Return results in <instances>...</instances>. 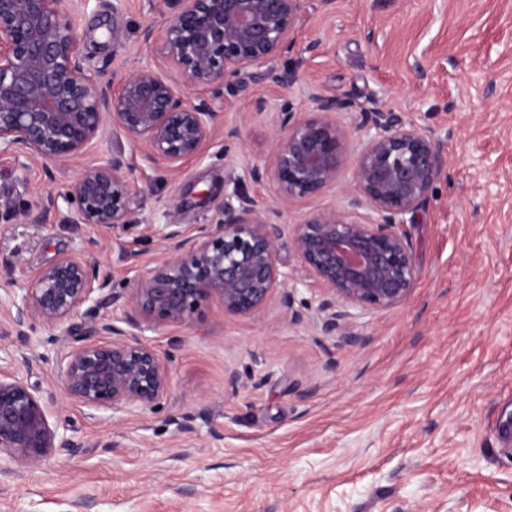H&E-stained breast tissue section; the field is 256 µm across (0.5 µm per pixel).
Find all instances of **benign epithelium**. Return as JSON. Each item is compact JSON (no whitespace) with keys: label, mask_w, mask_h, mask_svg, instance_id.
I'll return each mask as SVG.
<instances>
[{"label":"benign epithelium","mask_w":512,"mask_h":512,"mask_svg":"<svg viewBox=\"0 0 512 512\" xmlns=\"http://www.w3.org/2000/svg\"><path fill=\"white\" fill-rule=\"evenodd\" d=\"M89 0H0V155L20 170L37 161L67 164L84 158L112 126L141 148L151 168L174 169L200 155L217 136L224 88L248 75L257 85H290L294 71L271 62L295 45L309 0H156L171 14L142 39L155 60L133 70L118 91L103 79L106 65L90 63L79 46L72 16ZM177 73L196 90L191 99L166 77ZM311 115L290 104L273 113V150L248 176L271 185L269 198L234 191L238 205L219 209L214 222L194 231L167 223L157 229L168 256L134 279L119 326L80 308L115 304L110 277L87 255L65 254L40 269L11 301L17 335L36 324L66 327L77 344L60 356L67 395L91 409L131 412L154 408L169 379L157 352L130 339L145 326L185 325L217 299L224 311L259 316L279 298L292 307L285 285L293 279L281 261L282 206L315 198L336 184L346 160V137L336 114L356 115L367 138L357 154L346 206L292 225L293 251L304 277L319 286L316 328L355 340L351 308L387 310L402 305L416 280L405 226L425 209L446 161L428 130L379 107L325 95L311 84ZM119 156L89 161L62 194L72 222L123 229L134 179ZM50 392L0 371V461L29 467L74 447L49 421Z\"/></svg>","instance_id":"1"}]
</instances>
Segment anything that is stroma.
Here are the masks:
<instances>
[{"label": "stroma", "instance_id": "stroma-1", "mask_svg": "<svg viewBox=\"0 0 512 512\" xmlns=\"http://www.w3.org/2000/svg\"><path fill=\"white\" fill-rule=\"evenodd\" d=\"M91 0L73 22L82 52L113 83L154 49L146 24L167 16L150 0ZM319 42L317 53L306 52ZM274 67L290 87L249 77L227 87L221 121L244 142L206 146L178 172L144 169L140 150L106 133L88 156L122 153L134 169L135 219L121 231L73 224L59 201L78 166L16 168L0 155V369L54 395L51 423L71 452L37 467L0 471V512H512V0H336L307 9L295 49ZM326 94L400 113L431 131L447 177L406 230L416 281L407 300L355 309V344L318 335L316 287L298 281L292 308L272 301L258 317L206 305L193 321L140 332L169 371L155 409L93 410L57 377L66 333L39 326L26 340L7 329L10 294L60 256L92 248L114 292L165 256L161 212L210 223L234 189L271 196L246 168L273 148L268 112L311 107L307 82ZM349 163L320 197L289 203L286 224L342 208L364 131L347 114ZM40 357L28 371L25 357Z\"/></svg>", "mask_w": 512, "mask_h": 512}]
</instances>
